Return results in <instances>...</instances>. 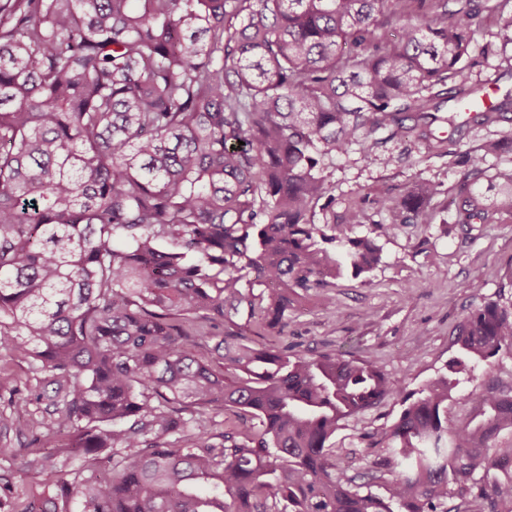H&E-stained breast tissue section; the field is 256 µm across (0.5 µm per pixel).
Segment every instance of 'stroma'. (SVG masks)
Here are the masks:
<instances>
[{
    "label": "stroma",
    "mask_w": 512,
    "mask_h": 512,
    "mask_svg": "<svg viewBox=\"0 0 512 512\" xmlns=\"http://www.w3.org/2000/svg\"><path fill=\"white\" fill-rule=\"evenodd\" d=\"M476 39L489 52L472 68V80H494L512 89V0L486 19ZM460 171L455 156L427 152L415 138L401 136L368 159L353 147L325 160L323 174L335 202L318 210L320 224L341 225L354 213L356 232L365 234L379 220L382 204L399 199L415 184L427 180L439 184L441 192L429 206L430 223L398 224L390 237L381 239L383 261L368 277H344L323 295L308 291L288 315L285 343L307 355L343 351L352 358L375 359L395 386L407 392L447 373L449 361L458 354L454 340L463 317L483 298L512 301V223L471 228L456 224L447 190L457 183ZM477 272L484 286L476 294L467 283ZM489 378L512 388V353L480 365L475 380L453 391L450 422L469 415L475 394ZM400 411V398L391 396L342 422L330 444L337 457L349 462L351 474L364 472L378 454L370 433L390 426ZM111 468L108 453L94 468L76 460L60 472L30 467L22 454L0 457V476L11 483L0 512H26L56 482L76 485L91 472Z\"/></svg>",
    "instance_id": "stroma-1"
}]
</instances>
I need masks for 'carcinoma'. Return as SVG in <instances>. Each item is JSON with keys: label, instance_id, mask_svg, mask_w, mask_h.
<instances>
[{"label": "carcinoma", "instance_id": "1", "mask_svg": "<svg viewBox=\"0 0 512 512\" xmlns=\"http://www.w3.org/2000/svg\"><path fill=\"white\" fill-rule=\"evenodd\" d=\"M453 2L0 0V350L48 374L54 406L29 464L137 449L41 512H512V395L448 424L458 375L512 351V303L468 312L455 378L416 394L375 360L256 340L286 335L302 293L376 269L398 219L429 223L432 182L369 234L315 222L324 160L372 155L381 131L441 153L436 124L501 127L463 157L455 223L512 221V175L495 203L475 188L512 142V91L486 108L471 81L499 5ZM0 391L28 402L5 367ZM394 393L382 453L349 474L331 438Z\"/></svg>", "mask_w": 512, "mask_h": 512}]
</instances>
